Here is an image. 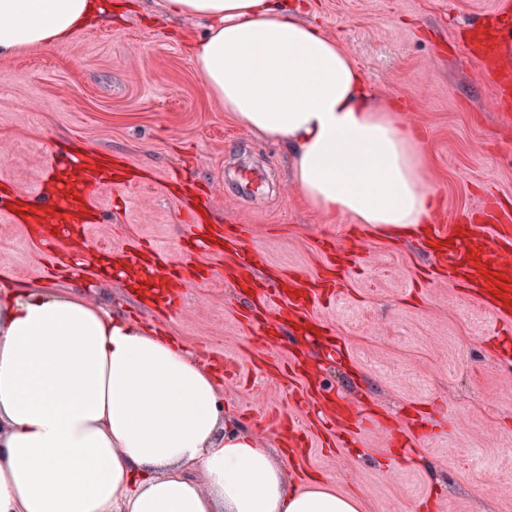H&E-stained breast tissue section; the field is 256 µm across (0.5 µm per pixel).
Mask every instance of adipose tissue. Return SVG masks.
<instances>
[{"instance_id":"adipose-tissue-1","label":"adipose tissue","mask_w":512,"mask_h":512,"mask_svg":"<svg viewBox=\"0 0 512 512\" xmlns=\"http://www.w3.org/2000/svg\"><path fill=\"white\" fill-rule=\"evenodd\" d=\"M203 18L192 58L238 123L288 144L313 208L389 239L426 233L423 141L343 47L283 0H161ZM101 0H0V58L73 36ZM320 477L287 488L225 411L212 367L71 293L0 290V512H360Z\"/></svg>"}]
</instances>
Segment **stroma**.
<instances>
[{
	"label": "stroma",
	"instance_id": "35a3bbf8",
	"mask_svg": "<svg viewBox=\"0 0 512 512\" xmlns=\"http://www.w3.org/2000/svg\"><path fill=\"white\" fill-rule=\"evenodd\" d=\"M502 0H288L339 42L378 95L399 100L424 140L447 235L490 196L512 211V123L466 51V33ZM205 21L147 14L138 4L67 42L0 58V289L57 288L162 331L217 369L224 406L283 466L288 484L319 474L364 512H512V369L507 329L457 288L425 236L390 241L303 199L292 155L240 126L208 94L190 46ZM123 176L95 198L73 280L41 271L12 197L44 202L47 165L82 148ZM213 224L251 226L271 271L341 285L307 306L308 328L257 335L236 258L198 245L203 278L173 305L98 274L104 253L140 242L170 264L196 229L186 189ZM306 425L290 444L288 422Z\"/></svg>",
	"mask_w": 512,
	"mask_h": 512
}]
</instances>
